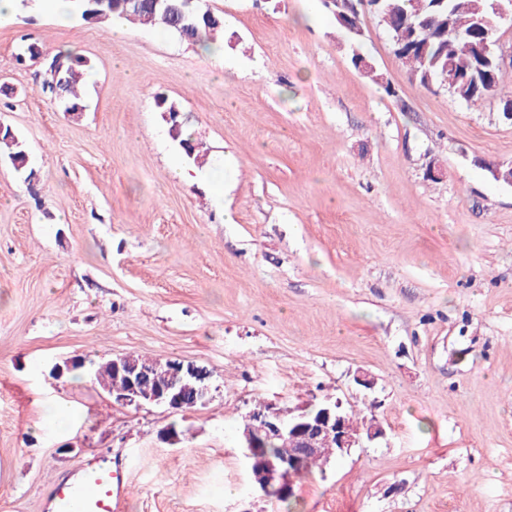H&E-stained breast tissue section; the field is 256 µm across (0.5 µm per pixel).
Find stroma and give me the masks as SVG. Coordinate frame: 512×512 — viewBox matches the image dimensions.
<instances>
[{"mask_svg":"<svg viewBox=\"0 0 512 512\" xmlns=\"http://www.w3.org/2000/svg\"><path fill=\"white\" fill-rule=\"evenodd\" d=\"M208 4L216 60L149 26L59 25L49 0L0 17V124L34 172L0 160V512H46L58 476L120 451L123 512H284L253 490L242 418L328 396L385 434L297 482V512H512V187L482 167L512 162V124L412 81L378 16L380 84L322 0ZM24 42L89 58L82 114ZM160 95L222 167L223 205L173 176ZM128 353L207 367L213 399L136 409L52 374Z\"/></svg>","mask_w":512,"mask_h":512,"instance_id":"1","label":"stroma"}]
</instances>
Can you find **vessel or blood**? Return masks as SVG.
Listing matches in <instances>:
<instances>
[{
  "mask_svg": "<svg viewBox=\"0 0 512 512\" xmlns=\"http://www.w3.org/2000/svg\"><path fill=\"white\" fill-rule=\"evenodd\" d=\"M128 486L124 459L94 457L54 483L47 508L49 512H121Z\"/></svg>",
  "mask_w": 512,
  "mask_h": 512,
  "instance_id": "b4317fda",
  "label": "vessel or blood"
}]
</instances>
